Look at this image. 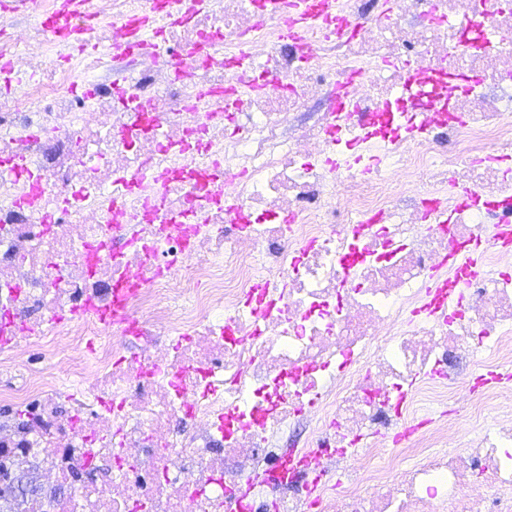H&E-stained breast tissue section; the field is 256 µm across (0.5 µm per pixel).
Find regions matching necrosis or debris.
<instances>
[{
    "label": "necrosis or debris",
    "instance_id": "obj_1",
    "mask_svg": "<svg viewBox=\"0 0 512 512\" xmlns=\"http://www.w3.org/2000/svg\"><path fill=\"white\" fill-rule=\"evenodd\" d=\"M146 2L0 16V507L512 512V5ZM77 0H63L62 11L52 20V25L58 31L67 43L71 46L87 45V27L72 26L69 24L68 17L76 12Z\"/></svg>",
    "mask_w": 512,
    "mask_h": 512
}]
</instances>
